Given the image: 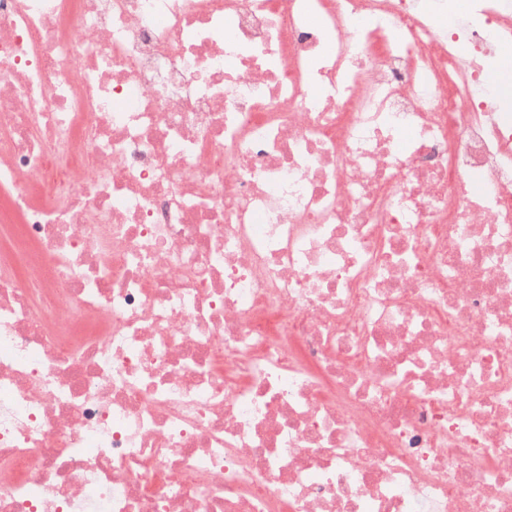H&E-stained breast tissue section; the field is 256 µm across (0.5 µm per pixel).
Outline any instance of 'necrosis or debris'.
<instances>
[{"label":"necrosis or debris","mask_w":512,"mask_h":512,"mask_svg":"<svg viewBox=\"0 0 512 512\" xmlns=\"http://www.w3.org/2000/svg\"><path fill=\"white\" fill-rule=\"evenodd\" d=\"M454 11L0 0V512H512V0Z\"/></svg>","instance_id":"obj_1"}]
</instances>
